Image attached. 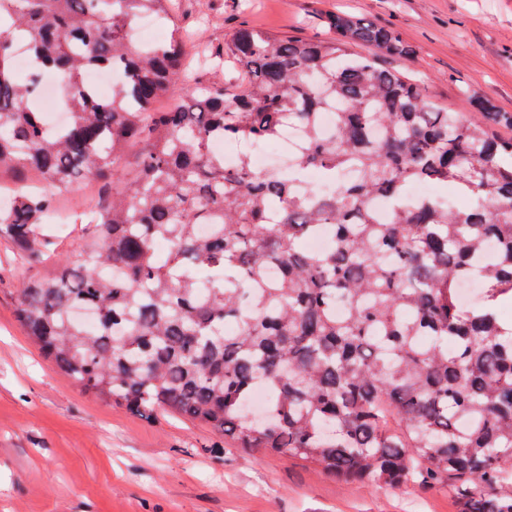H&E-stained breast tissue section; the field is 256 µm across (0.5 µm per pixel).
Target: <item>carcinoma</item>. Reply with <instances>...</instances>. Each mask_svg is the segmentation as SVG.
Instances as JSON below:
<instances>
[{
	"mask_svg": "<svg viewBox=\"0 0 512 512\" xmlns=\"http://www.w3.org/2000/svg\"><path fill=\"white\" fill-rule=\"evenodd\" d=\"M172 11L171 0H0V174L47 184L0 209V240L32 267L54 265L22 283V327L103 401L198 421L340 481L446 488L459 512H512V321L499 306L512 299V114L487 101L470 119L438 106L383 65L411 46L348 13L326 16L331 39L238 30L224 57L244 72L239 88L189 87L155 112L185 41L177 31L146 44L127 30ZM19 39L35 69L66 81L61 128L45 126L16 76ZM116 64L129 76L107 97L82 80ZM287 121L305 138L296 164L253 171L249 145L275 141ZM215 139L242 150L228 162L210 151ZM134 148L132 177L109 191ZM310 168L333 194L297 192ZM85 178L101 184L100 219L84 225L72 267L46 224ZM420 181L452 184L469 204L408 196ZM325 224L332 246L303 251ZM269 265L280 268L272 283ZM466 279L481 283V302L461 303ZM85 306L98 311L95 332L73 317ZM259 383L271 395L262 423L249 418Z\"/></svg>",
	"mask_w": 512,
	"mask_h": 512,
	"instance_id": "carcinoma-1",
	"label": "carcinoma"
}]
</instances>
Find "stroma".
<instances>
[{"label":"stroma","instance_id":"1","mask_svg":"<svg viewBox=\"0 0 512 512\" xmlns=\"http://www.w3.org/2000/svg\"><path fill=\"white\" fill-rule=\"evenodd\" d=\"M331 12L399 33L414 55L395 69L439 106L467 117L485 98L512 113V0H174L160 29L216 52L244 26L331 37ZM44 273L0 240V512H457L444 489L343 484L302 460L244 452L198 422L95 398L15 316L22 281Z\"/></svg>","mask_w":512,"mask_h":512}]
</instances>
